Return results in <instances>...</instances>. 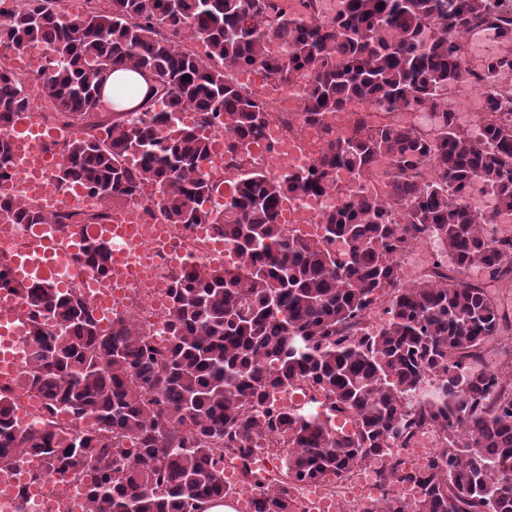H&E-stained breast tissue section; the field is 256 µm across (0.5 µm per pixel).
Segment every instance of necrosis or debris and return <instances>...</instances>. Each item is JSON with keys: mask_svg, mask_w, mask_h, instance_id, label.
I'll return each instance as SVG.
<instances>
[{"mask_svg": "<svg viewBox=\"0 0 512 512\" xmlns=\"http://www.w3.org/2000/svg\"><path fill=\"white\" fill-rule=\"evenodd\" d=\"M274 112L264 134L244 155V163H259L274 175L300 172L307 169L321 150L324 140L320 127L297 124V113L301 106L299 91L288 95H275ZM351 182L348 174H340L336 188L319 195H299L291 198L288 211L300 215L299 223L293 229L299 234L311 237L320 236L322 227L320 216L335 208L340 189ZM0 191L17 199L29 202L30 206L45 213H55L64 209L82 211L92 203L87 191H80L75 203L62 201L54 181H47L44 197H30L22 180L8 177L0 181ZM156 191L149 185H142L134 202L125 205L123 212L112 213L111 223H121L124 215L138 219L143 234L135 246L129 248L131 259H139L141 253L151 252L152 265L150 278L129 283L118 294L109 298L107 312L110 318L120 316L132 318L144 324L149 337L156 347L163 348L169 343L167 324L169 321V288L174 271L188 264L219 265L229 257L230 252L224 239L218 236L211 225L197 224L182 228L165 220L153 205ZM47 233L57 238L59 245L65 246L73 235L72 229L58 224L46 227ZM63 265L60 291L78 290L85 300H93L96 291L90 288L82 275L83 266L79 254L67 250L60 258ZM54 419L57 426L67 427L76 432L96 429L94 417L75 418L71 413L60 410L48 413L43 395L26 387L18 392L13 412L16 433H25L42 427L46 419ZM377 462L363 463L353 473L338 480L336 484L304 481L297 483L296 494L307 506L323 503V512H372L376 503L385 498L388 489L379 483Z\"/></svg>", "mask_w": 512, "mask_h": 512, "instance_id": "obj_1", "label": "necrosis or debris"}]
</instances>
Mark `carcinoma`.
Instances as JSON below:
<instances>
[{
    "label": "carcinoma",
    "instance_id": "carcinoma-1",
    "mask_svg": "<svg viewBox=\"0 0 512 512\" xmlns=\"http://www.w3.org/2000/svg\"><path fill=\"white\" fill-rule=\"evenodd\" d=\"M63 16L62 0H0V53L32 45L46 52L36 79L53 105L48 120L71 130L49 148L65 159L57 182H79L102 205L46 219L0 196V224H97L130 202L141 183L158 187V211L172 224H210L237 260L190 265L173 276L167 348L120 318L99 329L95 309L75 290L20 283L0 271V288L28 309L32 370L27 385L63 406L96 416L98 433H70L48 419L13 435L11 392L0 390V473L16 468L13 448L40 459L31 478L79 473L83 512H204L230 496L211 459L226 454L251 481L254 444L273 436L291 448L286 479L252 488L254 512H297L296 483L340 479L357 466L407 444L422 428L444 445L416 471L395 456L381 483L419 488L412 502L392 496L376 512H512V360L482 366L484 346L509 326L488 286L462 275L481 265L492 283L512 284V237L487 226L512 214V87L488 93L473 140L448 111V93L471 80L512 71V12L500 0H337L330 18L320 0H88ZM493 32L506 53L471 70L464 36ZM188 40H200L205 56ZM258 68L273 89L302 72L300 120L319 125L326 148L298 174L272 175L240 164L271 118L269 101L231 72ZM129 70L146 79L125 97L135 110L103 109L104 81ZM188 79H183V76ZM386 112L429 108L433 134L374 123L351 102ZM28 103L11 69L0 70V179L12 168L6 130ZM191 107L200 124L224 130L234 193L208 208L215 180L211 141L176 124ZM351 112L350 132L336 136L327 116ZM384 190L368 195L380 163ZM355 186L322 216L324 242L293 234L278 221L283 199L319 195L340 172ZM483 184L493 208L470 201ZM426 238L442 257L415 281L401 256ZM342 241L345 249L327 243ZM110 252L86 245L80 260L106 276ZM390 298L388 321L368 324L378 293ZM321 393L322 416L274 407L280 388ZM127 438L130 453L116 447Z\"/></svg>",
    "mask_w": 512,
    "mask_h": 512
}]
</instances>
